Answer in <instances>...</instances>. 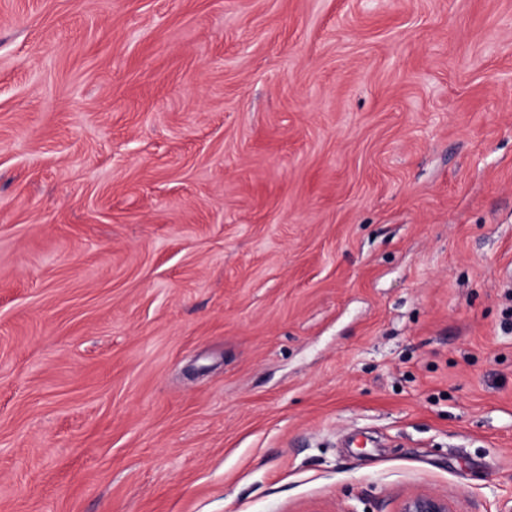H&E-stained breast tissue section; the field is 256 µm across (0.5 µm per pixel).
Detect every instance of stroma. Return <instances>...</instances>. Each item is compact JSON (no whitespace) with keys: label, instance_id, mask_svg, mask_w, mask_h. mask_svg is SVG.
<instances>
[{"label":"stroma","instance_id":"obj_1","mask_svg":"<svg viewBox=\"0 0 512 512\" xmlns=\"http://www.w3.org/2000/svg\"><path fill=\"white\" fill-rule=\"evenodd\" d=\"M512 512V0H0V512ZM400 512H454L448 498L426 491L411 494L403 503Z\"/></svg>","mask_w":512,"mask_h":512}]
</instances>
